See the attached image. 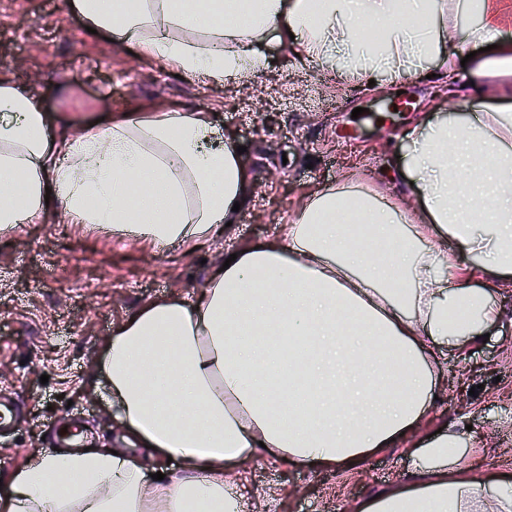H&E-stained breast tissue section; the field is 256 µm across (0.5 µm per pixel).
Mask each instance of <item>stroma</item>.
<instances>
[{
    "instance_id": "obj_1",
    "label": "stroma",
    "mask_w": 512,
    "mask_h": 512,
    "mask_svg": "<svg viewBox=\"0 0 512 512\" xmlns=\"http://www.w3.org/2000/svg\"><path fill=\"white\" fill-rule=\"evenodd\" d=\"M254 49L263 66L242 80L179 79L167 62L142 58L106 32H87L72 0H0V78L38 97L49 134H78L122 115L208 112L242 146L251 176L232 225L196 247L74 224L57 205L39 223L0 234V394L23 414L18 429L0 438V478L49 448L54 427L73 417L96 447H125L97 365L131 313L191 297L222 266L225 248L276 240L313 193L340 186L347 174L416 207L417 191L396 178L407 133L449 107L474 114L490 104L449 97L440 79L371 87L310 59L287 37ZM493 299L502 321L488 341L446 352L437 398L409 439L347 472L248 463L246 512H356L407 480L414 448L452 422L465 428L464 465L512 475V288Z\"/></svg>"
}]
</instances>
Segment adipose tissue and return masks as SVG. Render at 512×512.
Returning <instances> with one entry per match:
<instances>
[{
  "label": "adipose tissue",
  "mask_w": 512,
  "mask_h": 512,
  "mask_svg": "<svg viewBox=\"0 0 512 512\" xmlns=\"http://www.w3.org/2000/svg\"><path fill=\"white\" fill-rule=\"evenodd\" d=\"M89 27L145 59L221 83L261 67L253 47L277 28L308 56L360 80L396 82L454 69L456 50L492 43L467 78L479 97L512 98V38L494 21H457L459 0H133L111 16L72 0ZM376 34L365 37L361 22ZM186 37L175 36V29ZM0 230L41 221L48 203L76 224L152 242L206 240L245 202L250 176L209 116L169 111L48 137L33 93L0 79ZM409 210L385 189L314 194L279 240L238 250L195 300L133 312L99 370L128 442L182 470L152 479L126 451L37 453L15 470L0 512H244L238 471L273 456L298 467H358L430 408L444 349L501 318L494 284L512 285V110L422 121L408 137ZM452 240L460 272L432 245ZM304 400L280 417L286 388ZM455 428L416 448L418 479L357 512H512V479L464 474Z\"/></svg>",
  "instance_id": "obj_1"
}]
</instances>
